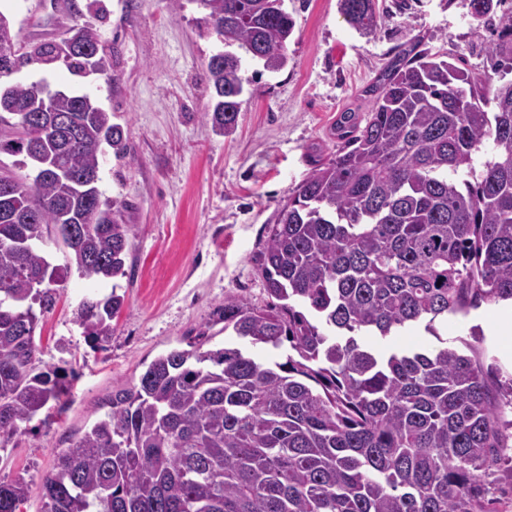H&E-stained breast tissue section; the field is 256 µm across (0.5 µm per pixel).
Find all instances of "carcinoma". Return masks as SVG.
<instances>
[{
	"mask_svg": "<svg viewBox=\"0 0 512 512\" xmlns=\"http://www.w3.org/2000/svg\"><path fill=\"white\" fill-rule=\"evenodd\" d=\"M221 36L209 59L203 118L231 134L244 92L243 57L288 66L295 22L283 0H189ZM492 0H448L478 23ZM355 29L380 23L375 0H341ZM0 58V75L108 74L93 29L76 28ZM486 51L491 71L463 69L414 37L364 90L365 121L336 120V153L317 160L269 225L260 263L263 306L227 296L191 349L158 355L137 383L41 476L44 512H495L481 470L507 456L512 375L490 388L474 355L454 347L379 352L423 322L512 305V15ZM54 112L75 142L49 137ZM0 153L42 172L0 185V440L50 406L62 409L73 376L35 371V331L71 270L87 280L125 275L135 234L116 202L89 184L104 148L128 152L120 126L87 94L48 80L0 89ZM67 263L48 259L53 236ZM124 296H88L76 322L95 349L112 339ZM221 325L213 332V325ZM241 347L205 348L217 334ZM278 352L266 362L249 348ZM509 457V456H507ZM512 461V456L509 457ZM31 482L0 483V512H20Z\"/></svg>",
	"mask_w": 512,
	"mask_h": 512,
	"instance_id": "1",
	"label": "carcinoma"
}]
</instances>
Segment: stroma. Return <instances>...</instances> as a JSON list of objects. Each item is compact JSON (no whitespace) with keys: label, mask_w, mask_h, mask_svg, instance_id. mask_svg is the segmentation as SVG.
<instances>
[{"label":"stroma","mask_w":512,"mask_h":512,"mask_svg":"<svg viewBox=\"0 0 512 512\" xmlns=\"http://www.w3.org/2000/svg\"><path fill=\"white\" fill-rule=\"evenodd\" d=\"M20 45L59 41L73 25L95 30L109 75L33 66L0 85L48 79L60 90L89 94L110 113L128 153L100 160L103 198L120 202L135 229L134 246L118 280L90 284L70 273L54 309L39 323L36 369L55 366L77 377L62 414L32 421L0 447V481L36 482L58 449L70 446L107 410L112 392L137 383L147 365L173 348H187L211 322L225 296L263 305L261 252L278 206L308 176L313 160L336 150L340 112L367 116L373 84L400 45L420 36L450 52L462 67L487 66L486 32L447 0H377L383 21L361 36L340 14L338 0H285L295 20L288 66L270 73L244 60L241 111L235 132L215 134L201 114L211 103L205 77L223 45L200 27L195 5L169 0H8ZM119 289L125 302L106 350H92L74 322L90 293ZM512 307L481 305L448 319V343L460 347L472 326L484 333L485 360L512 373V337L498 324Z\"/></svg>","instance_id":"35a3bbf8"}]
</instances>
